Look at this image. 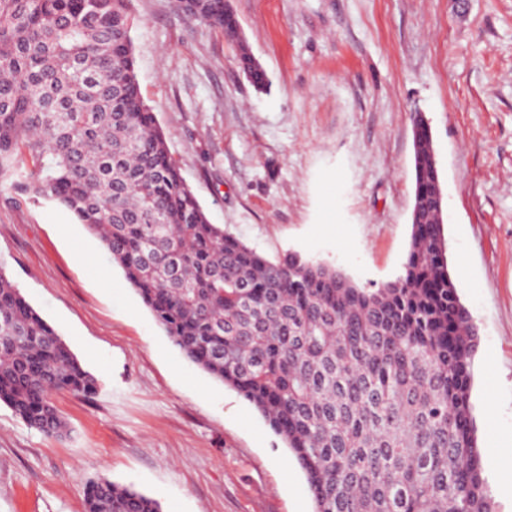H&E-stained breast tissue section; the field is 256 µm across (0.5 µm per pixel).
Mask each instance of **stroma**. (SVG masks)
Wrapping results in <instances>:
<instances>
[{"mask_svg":"<svg viewBox=\"0 0 512 512\" xmlns=\"http://www.w3.org/2000/svg\"><path fill=\"white\" fill-rule=\"evenodd\" d=\"M268 72L175 0H132L140 89L211 223L375 288L403 272L413 118L433 139L449 269L479 334L472 392L496 512H512V0H229ZM0 268L97 381L66 437L0 403V512H83L88 481L163 512H313L305 475L237 393L185 358L100 241L0 185Z\"/></svg>","mask_w":512,"mask_h":512,"instance_id":"obj_1","label":"stroma"}]
</instances>
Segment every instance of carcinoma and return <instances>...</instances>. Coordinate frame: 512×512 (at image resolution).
<instances>
[{
    "label": "carcinoma",
    "instance_id": "cac0c4a2",
    "mask_svg": "<svg viewBox=\"0 0 512 512\" xmlns=\"http://www.w3.org/2000/svg\"><path fill=\"white\" fill-rule=\"evenodd\" d=\"M191 20L240 40L228 0ZM130 0H0V184L98 237L181 352L234 390L305 473L314 512H494L472 404L477 333L449 270L431 128L414 121L403 273L378 288L209 222L140 90ZM239 65L270 79L245 46ZM96 379L0 268V402L47 437ZM85 512H162L89 482Z\"/></svg>",
    "mask_w": 512,
    "mask_h": 512
}]
</instances>
